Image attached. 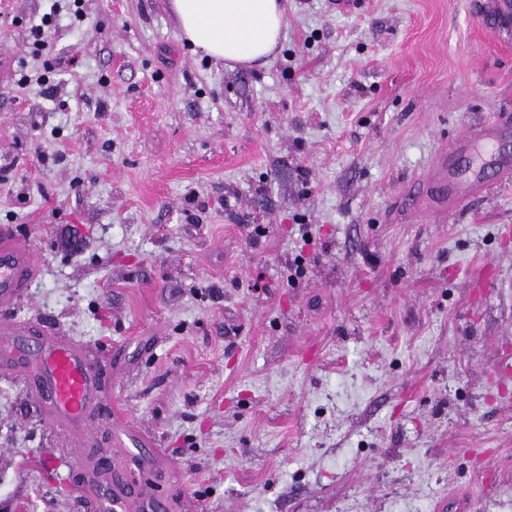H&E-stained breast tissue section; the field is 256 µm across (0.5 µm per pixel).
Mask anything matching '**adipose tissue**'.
<instances>
[{
  "label": "adipose tissue",
  "instance_id": "adipose-tissue-1",
  "mask_svg": "<svg viewBox=\"0 0 512 512\" xmlns=\"http://www.w3.org/2000/svg\"><path fill=\"white\" fill-rule=\"evenodd\" d=\"M169 2L183 37L228 65H266L286 25L285 0Z\"/></svg>",
  "mask_w": 512,
  "mask_h": 512
}]
</instances>
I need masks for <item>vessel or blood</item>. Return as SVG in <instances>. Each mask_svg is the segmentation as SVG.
<instances>
[{
    "mask_svg": "<svg viewBox=\"0 0 512 512\" xmlns=\"http://www.w3.org/2000/svg\"><path fill=\"white\" fill-rule=\"evenodd\" d=\"M512 134V114L498 112L478 131H465L441 150L424 175L420 189L433 199L436 212L460 210L487 195L493 185L512 183V155L493 160L496 183L484 177V163L475 153L476 141H492ZM40 271L28 243L9 226L0 227V310H14ZM7 341L0 347V372L23 381L42 410L45 422L60 436L64 453L78 466L95 512H168V501L148 489L129 492L126 479L105 467L95 447L91 421L99 411L103 382L88 351L70 337L48 332L40 322L11 319L0 326ZM115 446L140 467H163L165 457L147 437L130 427H113Z\"/></svg>",
    "mask_w": 512,
    "mask_h": 512,
    "instance_id": "1",
    "label": "vessel or blood"
}]
</instances>
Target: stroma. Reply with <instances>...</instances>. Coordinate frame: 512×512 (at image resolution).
Returning a JSON list of instances; mask_svg holds the SVG:
<instances>
[{
  "mask_svg": "<svg viewBox=\"0 0 512 512\" xmlns=\"http://www.w3.org/2000/svg\"><path fill=\"white\" fill-rule=\"evenodd\" d=\"M0 0L15 309L96 354L170 512H512V185L434 216L438 152L512 111L497 0H288L263 67L168 0ZM51 15L41 48L30 28ZM0 374V512H89ZM40 271L39 263L25 238L11 226L0 227V309L14 310Z\"/></svg>",
  "mask_w": 512,
  "mask_h": 512,
  "instance_id": "35a3bbf8",
  "label": "stroma"
}]
</instances>
